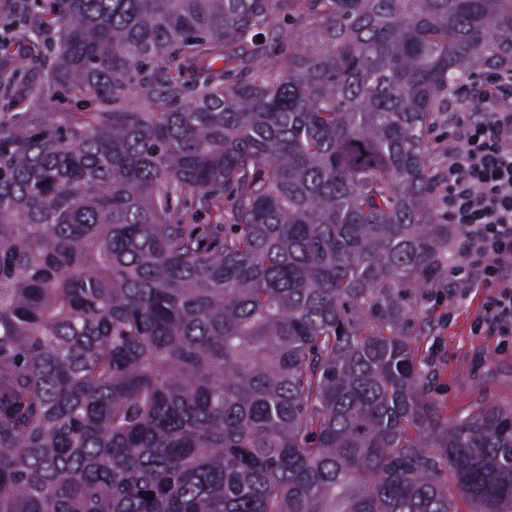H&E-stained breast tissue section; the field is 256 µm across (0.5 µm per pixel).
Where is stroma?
Returning a JSON list of instances; mask_svg holds the SVG:
<instances>
[{"instance_id": "1", "label": "stroma", "mask_w": 512, "mask_h": 512, "mask_svg": "<svg viewBox=\"0 0 512 512\" xmlns=\"http://www.w3.org/2000/svg\"><path fill=\"white\" fill-rule=\"evenodd\" d=\"M496 67L493 61L484 64L476 69L472 85L440 96L441 111L429 133L435 166L446 161L449 113ZM488 296L487 289L472 288L452 302L447 288L424 289L417 293L406 325L434 373L429 395L451 421L487 404L512 405V335H500L481 322Z\"/></svg>"}]
</instances>
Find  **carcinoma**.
<instances>
[{"instance_id": "carcinoma-1", "label": "carcinoma", "mask_w": 512, "mask_h": 512, "mask_svg": "<svg viewBox=\"0 0 512 512\" xmlns=\"http://www.w3.org/2000/svg\"><path fill=\"white\" fill-rule=\"evenodd\" d=\"M4 24L0 106L92 111L0 125V512H512V407L448 422L404 332L455 232L436 102L512 54V0H15ZM223 192L224 234L186 233L173 200ZM38 107L34 110H26V107L14 110L9 109L7 111L0 112V123L3 127L12 123L18 116L22 115L18 112H55L56 118L61 123L71 122L80 117L81 112H87L91 110V107H82L73 102H68L60 97L53 95L52 97L47 96L41 101L37 102Z\"/></svg>"}]
</instances>
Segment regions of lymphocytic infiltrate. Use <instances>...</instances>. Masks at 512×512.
Here are the masks:
<instances>
[{
  "label": "lymphocytic infiltrate",
  "instance_id": "1",
  "mask_svg": "<svg viewBox=\"0 0 512 512\" xmlns=\"http://www.w3.org/2000/svg\"><path fill=\"white\" fill-rule=\"evenodd\" d=\"M512 69L488 76L483 90L454 113L448 162L437 181L447 223L465 273L455 290L484 287L492 294L483 322L512 334Z\"/></svg>",
  "mask_w": 512,
  "mask_h": 512
}]
</instances>
